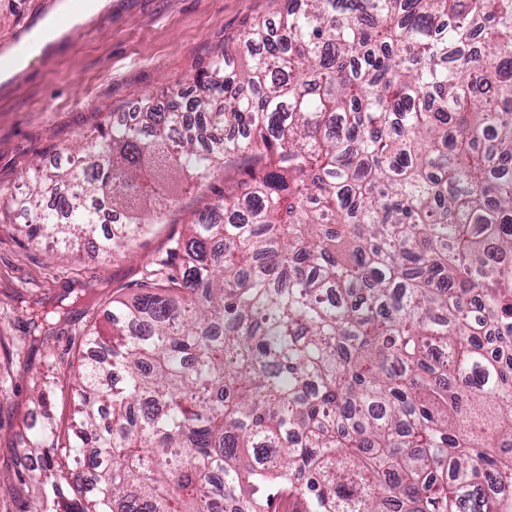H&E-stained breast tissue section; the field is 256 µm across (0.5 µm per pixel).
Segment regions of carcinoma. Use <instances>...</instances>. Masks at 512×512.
<instances>
[{"mask_svg":"<svg viewBox=\"0 0 512 512\" xmlns=\"http://www.w3.org/2000/svg\"><path fill=\"white\" fill-rule=\"evenodd\" d=\"M237 42L247 66L142 100L0 199L29 241L108 258L172 187L252 160L86 331L71 428L34 384L18 482L41 512H270L274 490L512 512V0H287ZM104 210L124 223L103 234Z\"/></svg>","mask_w":512,"mask_h":512,"instance_id":"1","label":"carcinoma"}]
</instances>
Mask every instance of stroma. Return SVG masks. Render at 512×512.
<instances>
[{
    "label": "stroma",
    "instance_id": "obj_1",
    "mask_svg": "<svg viewBox=\"0 0 512 512\" xmlns=\"http://www.w3.org/2000/svg\"><path fill=\"white\" fill-rule=\"evenodd\" d=\"M284 7L285 0H104L58 35L50 52L0 80V196L24 193L36 164L66 165L84 134L110 128L114 115L142 99L166 103L171 85L191 82L223 54L247 64L248 54L235 48L238 35ZM242 172L229 167L205 184L181 186L166 222L113 259L89 245L62 259L48 244L30 242L19 224L0 223V512L40 510V488L15 478L29 464L26 443L39 417L34 382L53 385L50 412L58 424L70 423L67 387L84 330L104 321L113 300L135 297L172 239ZM62 299L67 322L32 340L34 301L49 309Z\"/></svg>",
    "mask_w": 512,
    "mask_h": 512
}]
</instances>
